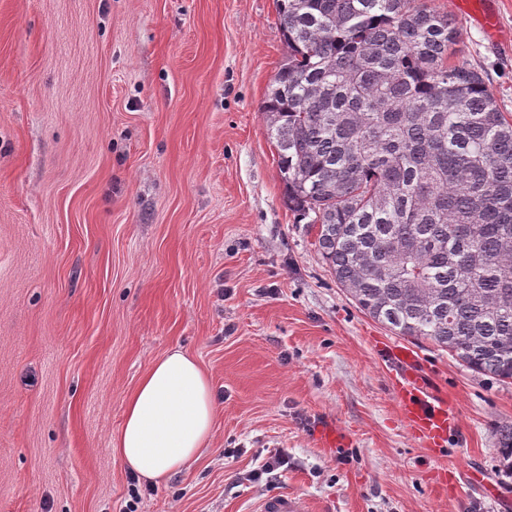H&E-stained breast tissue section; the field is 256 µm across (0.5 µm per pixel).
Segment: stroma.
Here are the masks:
<instances>
[{"mask_svg": "<svg viewBox=\"0 0 512 512\" xmlns=\"http://www.w3.org/2000/svg\"><path fill=\"white\" fill-rule=\"evenodd\" d=\"M426 3L512 113V0L493 36ZM287 51L276 0H0V512H128L112 441L174 347L212 378L214 436L137 512H512V383L361 312L286 203L261 107ZM391 344L458 409L440 451L401 417ZM256 512H306V504L300 497L286 493H276L260 501Z\"/></svg>", "mask_w": 512, "mask_h": 512, "instance_id": "stroma-1", "label": "stroma"}]
</instances>
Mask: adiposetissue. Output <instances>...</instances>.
Returning a JSON list of instances; mask_svg holds the SVG:
<instances>
[{
  "label": "adipose tissue",
  "instance_id": "obj_1",
  "mask_svg": "<svg viewBox=\"0 0 512 512\" xmlns=\"http://www.w3.org/2000/svg\"><path fill=\"white\" fill-rule=\"evenodd\" d=\"M216 412L210 376L192 355L171 349L126 396L114 451L139 482L164 483L208 448Z\"/></svg>",
  "mask_w": 512,
  "mask_h": 512
}]
</instances>
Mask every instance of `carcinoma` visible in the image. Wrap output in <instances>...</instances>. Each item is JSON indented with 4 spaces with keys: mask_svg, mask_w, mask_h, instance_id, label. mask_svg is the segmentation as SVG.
<instances>
[{
    "mask_svg": "<svg viewBox=\"0 0 512 512\" xmlns=\"http://www.w3.org/2000/svg\"><path fill=\"white\" fill-rule=\"evenodd\" d=\"M276 2L262 112L288 207L366 315L512 380V118L422 0Z\"/></svg>",
    "mask_w": 512,
    "mask_h": 512,
    "instance_id": "carcinoma-1",
    "label": "carcinoma"
}]
</instances>
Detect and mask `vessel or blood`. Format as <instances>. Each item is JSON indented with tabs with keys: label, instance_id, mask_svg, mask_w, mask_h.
I'll use <instances>...</instances> for the list:
<instances>
[{
	"label": "vessel or blood",
	"instance_id": "b4317fda",
	"mask_svg": "<svg viewBox=\"0 0 512 512\" xmlns=\"http://www.w3.org/2000/svg\"><path fill=\"white\" fill-rule=\"evenodd\" d=\"M395 389L411 433L431 447H443L458 426L457 414L451 411L448 400L435 393L419 371L401 376L395 382ZM256 512H306V504L296 495L276 493L262 499Z\"/></svg>",
	"mask_w": 512,
	"mask_h": 512
}]
</instances>
